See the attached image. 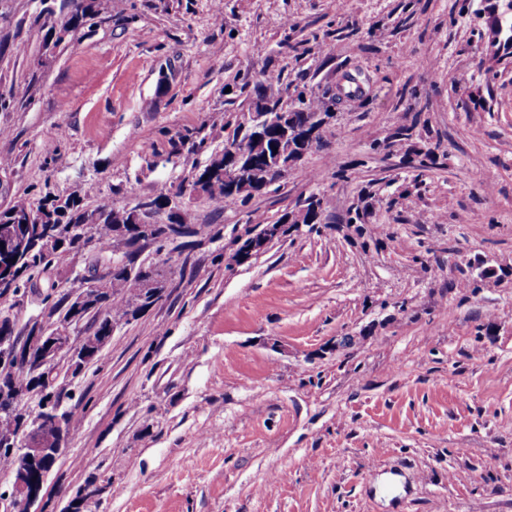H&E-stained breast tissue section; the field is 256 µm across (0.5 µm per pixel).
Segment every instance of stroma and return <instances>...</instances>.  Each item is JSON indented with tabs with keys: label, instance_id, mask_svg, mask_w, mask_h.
<instances>
[{
	"label": "stroma",
	"instance_id": "obj_1",
	"mask_svg": "<svg viewBox=\"0 0 512 512\" xmlns=\"http://www.w3.org/2000/svg\"><path fill=\"white\" fill-rule=\"evenodd\" d=\"M0 0V209L130 208L199 174L244 82L362 75L291 173L194 227L163 299L112 339L36 512H512V0ZM405 138H397L400 128ZM204 142L192 148L186 134ZM326 197L238 265L250 227ZM92 252L0 298L18 328ZM70 11L67 20L63 23L64 32L77 30L84 25L87 19L96 14V0H68Z\"/></svg>",
	"mask_w": 512,
	"mask_h": 512
}]
</instances>
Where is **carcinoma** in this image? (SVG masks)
I'll list each match as a JSON object with an SVG mask.
<instances>
[{"label": "carcinoma", "mask_w": 512, "mask_h": 512, "mask_svg": "<svg viewBox=\"0 0 512 512\" xmlns=\"http://www.w3.org/2000/svg\"><path fill=\"white\" fill-rule=\"evenodd\" d=\"M69 6L68 18L63 23L65 32L78 29L96 14V0H69ZM297 101L298 105L288 110V118L301 129L312 115L331 111L336 105V94L329 88L318 96L307 97L300 92ZM223 171L224 156L217 155L198 175L200 180L207 179V199L215 206L232 196L221 176ZM324 209V198L317 195L306 198L309 223H320ZM140 221L142 215L134 207L122 211L107 208L89 210L76 197L46 199L36 208L25 199L16 201L0 210V233L11 232L23 241V244L3 253V260L16 266L17 277L10 283L0 284V297L24 293L36 287L34 278L48 271L62 270L68 258L82 252L86 245L72 229L87 224L91 238L95 239V265L104 267L105 274L94 280V286L88 289V300L76 315L71 314L68 292L56 298L51 293L46 294L42 299L45 305L42 322L48 327L66 323L72 330L83 326L96 339L101 336L112 338L113 324L120 320H135L154 304L150 298L141 297L143 280L139 276L128 274L124 265L112 264L115 241L124 244V255L131 264L133 253L141 246L154 244L160 252L174 237L190 233L189 227L181 223L180 216L176 214L169 230L159 229L148 240L140 235ZM3 395L16 402L10 417L0 419V437L3 439L28 430L32 410L28 402L33 398H38L39 406L50 396L55 403H60L59 393L46 391L43 376L32 362L0 371V397Z\"/></svg>", "instance_id": "obj_1"}]
</instances>
